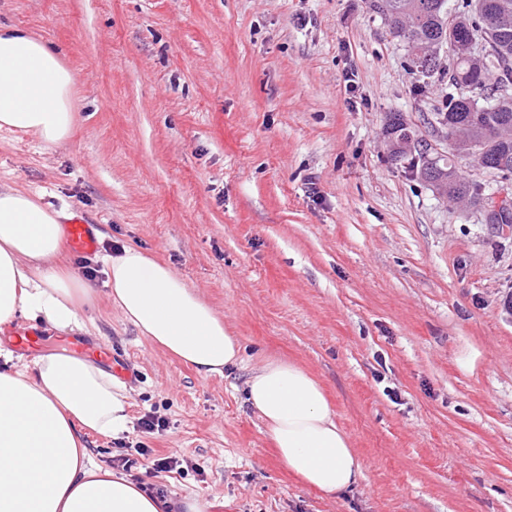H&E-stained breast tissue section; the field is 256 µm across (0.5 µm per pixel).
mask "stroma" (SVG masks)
<instances>
[{
  "label": "stroma",
  "instance_id": "stroma-1",
  "mask_svg": "<svg viewBox=\"0 0 512 512\" xmlns=\"http://www.w3.org/2000/svg\"><path fill=\"white\" fill-rule=\"evenodd\" d=\"M3 25L74 71L77 125L52 148L0 131V186L100 225L74 271L139 248L241 344L206 376L106 298L84 306L86 335L137 374L133 421H169L87 433L99 464L205 512H512V224L388 161L391 112L447 152L448 85L416 91L384 18L365 0H0ZM274 359L325 389L353 489L312 490L278 457L246 401ZM166 456L178 471L154 470Z\"/></svg>",
  "mask_w": 512,
  "mask_h": 512
}]
</instances>
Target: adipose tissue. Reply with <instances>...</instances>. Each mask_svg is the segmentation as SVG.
<instances>
[{"mask_svg": "<svg viewBox=\"0 0 512 512\" xmlns=\"http://www.w3.org/2000/svg\"><path fill=\"white\" fill-rule=\"evenodd\" d=\"M76 82L43 40L0 27V131L48 147L69 140ZM67 217L28 191H0V325L23 316L83 330L80 311L95 289L69 264ZM103 272L106 298L150 342L206 375L239 361L237 337L165 262L127 247L105 257ZM246 395L280 460L308 487L333 494L358 483L361 463L305 369L266 362ZM129 408L124 386L75 355H45L32 372L0 371V512H202L198 502L148 494L93 459L83 435L130 432Z\"/></svg>", "mask_w": 512, "mask_h": 512, "instance_id": "obj_1", "label": "adipose tissue"}]
</instances>
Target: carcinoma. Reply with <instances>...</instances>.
<instances>
[{"label":"carcinoma","mask_w":512,"mask_h":512,"mask_svg":"<svg viewBox=\"0 0 512 512\" xmlns=\"http://www.w3.org/2000/svg\"><path fill=\"white\" fill-rule=\"evenodd\" d=\"M368 9L389 23L406 47V67L418 80L448 79L461 95L448 92L436 123L448 139V154L430 149L427 139L399 112H390L382 129L387 158L406 165L415 177L451 201L478 206L482 187L464 177L458 160L472 158L501 178L512 177V0H367ZM454 25L452 62L441 67L438 52L446 45L448 25ZM481 32L484 55H466L470 33ZM496 87L487 90L492 71Z\"/></svg>","instance_id":"carcinoma-1"}]
</instances>
